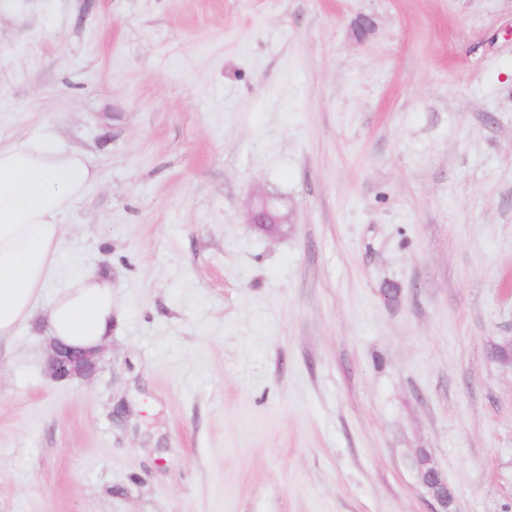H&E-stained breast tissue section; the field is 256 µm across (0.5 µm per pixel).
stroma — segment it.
<instances>
[{
    "instance_id": "35a3bbf8",
    "label": "stroma",
    "mask_w": 512,
    "mask_h": 512,
    "mask_svg": "<svg viewBox=\"0 0 512 512\" xmlns=\"http://www.w3.org/2000/svg\"><path fill=\"white\" fill-rule=\"evenodd\" d=\"M39 142L97 171L45 294L111 275L112 336L0 342V512H429L422 449L512 512V0H0Z\"/></svg>"
}]
</instances>
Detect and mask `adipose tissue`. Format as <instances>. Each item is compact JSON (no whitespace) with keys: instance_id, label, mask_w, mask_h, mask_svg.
<instances>
[{"instance_id":"ef3b65f1","label":"adipose tissue","mask_w":512,"mask_h":512,"mask_svg":"<svg viewBox=\"0 0 512 512\" xmlns=\"http://www.w3.org/2000/svg\"><path fill=\"white\" fill-rule=\"evenodd\" d=\"M95 178L82 155L43 143L0 145V341L43 301L51 338L91 347L111 336V279L89 275L43 298L56 270L60 218Z\"/></svg>"}]
</instances>
